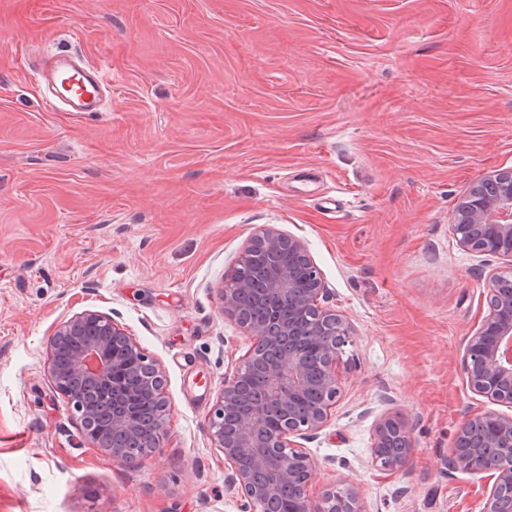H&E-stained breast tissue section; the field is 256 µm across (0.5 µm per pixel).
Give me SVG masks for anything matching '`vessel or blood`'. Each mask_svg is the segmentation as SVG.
I'll list each match as a JSON object with an SVG mask.
<instances>
[{
	"label": "vessel or blood",
	"instance_id": "obj_1",
	"mask_svg": "<svg viewBox=\"0 0 512 512\" xmlns=\"http://www.w3.org/2000/svg\"><path fill=\"white\" fill-rule=\"evenodd\" d=\"M41 79L48 87V106L60 105L77 113L98 111L103 94L111 87L106 65L79 64L67 55L55 56Z\"/></svg>",
	"mask_w": 512,
	"mask_h": 512
}]
</instances>
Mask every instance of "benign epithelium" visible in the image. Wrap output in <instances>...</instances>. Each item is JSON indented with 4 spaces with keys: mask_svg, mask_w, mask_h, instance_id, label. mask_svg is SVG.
<instances>
[{
    "mask_svg": "<svg viewBox=\"0 0 512 512\" xmlns=\"http://www.w3.org/2000/svg\"><path fill=\"white\" fill-rule=\"evenodd\" d=\"M453 224L462 250L502 263L485 284L489 312L469 339L461 370L473 392L512 408V168L492 170L473 182L455 204ZM254 249L288 253V264L268 268L265 288L288 303V317L273 315L265 322L240 318L239 294L250 288L240 268L217 285L221 313L253 340L248 356L224 376L206 424L211 445L230 467L229 488L240 496L243 512H270L284 485L294 491L289 512H365L358 487L351 483L333 485L317 504L311 503L308 486L316 463L301 444L331 417L340 393L336 361L351 342L352 325L324 307L328 291L305 241L265 225L245 252ZM64 345L70 348L69 360L63 367L51 365L50 375L56 392L77 414L82 436L113 461L137 465L139 458L103 437L93 422L107 413L112 431L146 432L157 447L170 412L163 369L122 326L97 311L75 314L56 327L50 354ZM316 357L323 376L312 380L308 368ZM131 371L139 374L140 397L153 407L144 423L128 410L124 381ZM311 388L321 392L320 404L294 416V404ZM412 448L404 417L394 413L378 420L371 455L381 470L402 469ZM448 463L456 471L490 472L493 483L484 494L482 512H512L511 414L467 418L454 433Z\"/></svg>",
    "mask_w": 512,
    "mask_h": 512,
    "instance_id": "7a95c632",
    "label": "benign epithelium"
}]
</instances>
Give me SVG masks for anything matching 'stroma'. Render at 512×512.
<instances>
[{"mask_svg":"<svg viewBox=\"0 0 512 512\" xmlns=\"http://www.w3.org/2000/svg\"><path fill=\"white\" fill-rule=\"evenodd\" d=\"M112 70L98 112L50 109L31 70ZM512 168V0H0V512H241L204 430L251 339L215 288L265 224L303 239L355 333L305 445L319 500L481 512L452 470L460 370L498 270L461 250L456 201ZM113 318L165 372L159 447L125 467L82 438L49 374L71 316ZM415 448L371 458L381 414ZM399 448L398 454L389 459L379 455V448H389L391 444ZM411 428L407 420L398 413L387 414L376 423L372 434L371 455L383 471L402 469L414 448Z\"/></svg>","mask_w":512,"mask_h":512,"instance_id":"obj_1","label":"stroma"}]
</instances>
